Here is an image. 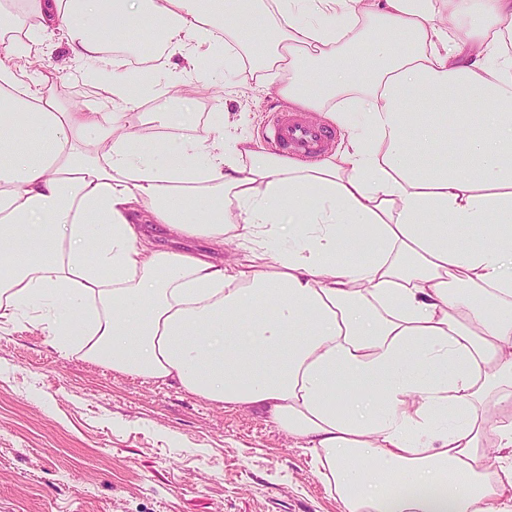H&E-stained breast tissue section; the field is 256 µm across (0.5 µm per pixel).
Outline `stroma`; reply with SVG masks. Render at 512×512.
I'll list each match as a JSON object with an SVG mask.
<instances>
[{"mask_svg": "<svg viewBox=\"0 0 512 512\" xmlns=\"http://www.w3.org/2000/svg\"><path fill=\"white\" fill-rule=\"evenodd\" d=\"M38 56L64 107L111 100L65 37L45 38ZM154 72L139 126L149 141H194L213 111L225 146L244 136L262 150L265 111L289 107L254 66L219 58L202 78L171 60ZM34 315L21 308L0 330V512H343L312 453L260 408L58 350Z\"/></svg>", "mask_w": 512, "mask_h": 512, "instance_id": "stroma-1", "label": "stroma"}]
</instances>
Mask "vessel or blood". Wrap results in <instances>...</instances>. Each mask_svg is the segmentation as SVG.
<instances>
[{"label": "vessel or blood", "instance_id": "b4317fda", "mask_svg": "<svg viewBox=\"0 0 512 512\" xmlns=\"http://www.w3.org/2000/svg\"><path fill=\"white\" fill-rule=\"evenodd\" d=\"M263 135L275 150L298 160L320 156L334 142L332 128L305 119L298 112L270 113Z\"/></svg>", "mask_w": 512, "mask_h": 512}]
</instances>
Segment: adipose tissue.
Here are the masks:
<instances>
[{"instance_id":"ef3b65f1","label":"adipose tissue","mask_w":512,"mask_h":512,"mask_svg":"<svg viewBox=\"0 0 512 512\" xmlns=\"http://www.w3.org/2000/svg\"><path fill=\"white\" fill-rule=\"evenodd\" d=\"M10 9L37 25L0 33V325L47 304L60 346L89 335L113 369L264 407L345 512H512V421L478 415L491 395L512 410V0H0ZM58 31L101 71L142 31L194 69L263 44L279 95L348 140L301 167L246 139L225 149L217 112L196 142L143 154L125 77L110 105L69 111L50 74L14 65ZM353 92L356 113L330 109ZM142 219L245 257L144 246ZM445 407L466 413L451 431L435 424Z\"/></svg>"}]
</instances>
